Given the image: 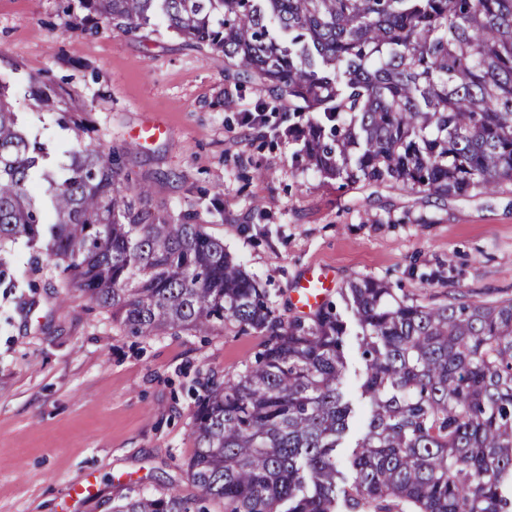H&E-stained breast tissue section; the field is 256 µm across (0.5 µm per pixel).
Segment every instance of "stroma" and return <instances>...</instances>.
Wrapping results in <instances>:
<instances>
[{"mask_svg": "<svg viewBox=\"0 0 512 512\" xmlns=\"http://www.w3.org/2000/svg\"><path fill=\"white\" fill-rule=\"evenodd\" d=\"M80 0H0V79L34 133L65 151L74 139L34 111V81L84 103L92 137L123 147L148 123L166 132L126 159L129 182L155 205L194 206L198 221L265 288L283 318L312 265L445 304L512 298V182L493 193L437 199L389 187L345 185L293 164L297 144L242 125L260 95L224 73V55L187 45L158 25L128 35L91 33ZM220 209H213L212 200ZM12 281L0 283V512H112L130 492L189 490L192 414L206 380L237 379L262 338L234 328L209 335L127 336L106 311L15 245L0 251ZM346 323L343 389L354 409L340 458L368 420L361 395L360 327Z\"/></svg>", "mask_w": 512, "mask_h": 512, "instance_id": "35a3bbf8", "label": "stroma"}]
</instances>
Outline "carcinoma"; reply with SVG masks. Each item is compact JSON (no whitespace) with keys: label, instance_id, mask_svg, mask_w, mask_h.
Listing matches in <instances>:
<instances>
[{"label":"carcinoma","instance_id":"cac0c4a2","mask_svg":"<svg viewBox=\"0 0 512 512\" xmlns=\"http://www.w3.org/2000/svg\"><path fill=\"white\" fill-rule=\"evenodd\" d=\"M89 31L166 25L224 52L227 77L288 113L306 168L331 180L464 197L512 181V0H81ZM33 107L74 132L69 162L20 123L0 82V248L57 261L130 336H263L239 378L192 416L185 494L137 492L112 512H512V299L435 305L363 277L341 289L361 329L370 417L350 428L337 307L286 320L196 222L121 178L52 87Z\"/></svg>","mask_w":512,"mask_h":512}]
</instances>
